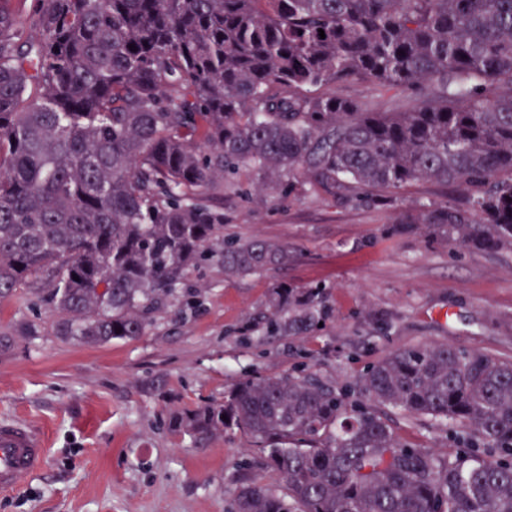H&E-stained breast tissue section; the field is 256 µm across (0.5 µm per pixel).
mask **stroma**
<instances>
[{
  "mask_svg": "<svg viewBox=\"0 0 512 512\" xmlns=\"http://www.w3.org/2000/svg\"><path fill=\"white\" fill-rule=\"evenodd\" d=\"M318 92L366 112L417 103L353 79ZM460 196L432 182L393 204L352 203L311 185L284 200L225 193V235L286 244L293 259L241 278L216 264L190 271L177 301L134 339H64L50 306L23 294L0 304V331L11 337L0 351V422L28 424L48 444L22 488L0 491V512H227L252 449L235 434L198 445L169 419L223 400L246 368L278 376L304 363L339 383L394 350L431 342L512 357V250H460L394 229L415 203ZM277 285L325 288L332 319L293 339L243 338L240 327ZM395 432L442 455L451 450L446 430L430 422L400 415Z\"/></svg>",
  "mask_w": 512,
  "mask_h": 512,
  "instance_id": "obj_1",
  "label": "stroma"
}]
</instances>
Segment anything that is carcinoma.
<instances>
[{"label":"carcinoma","instance_id":"carcinoma-1","mask_svg":"<svg viewBox=\"0 0 512 512\" xmlns=\"http://www.w3.org/2000/svg\"><path fill=\"white\" fill-rule=\"evenodd\" d=\"M9 2L0 300L23 289L51 306L58 336L144 335L203 262L228 277L288 263L286 245L224 239V190L244 178L274 199L454 186L466 206L422 204L399 223L512 248V0H34L27 29ZM348 79L419 105L309 94ZM331 314L322 288L279 285L250 329L293 338ZM395 413L463 427L470 447L408 444ZM170 426L260 450L231 512H512V359L490 352L398 349L339 387L252 370Z\"/></svg>","mask_w":512,"mask_h":512}]
</instances>
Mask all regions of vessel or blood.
I'll return each instance as SVG.
<instances>
[{"instance_id":"1","label":"vessel or blood","mask_w":512,"mask_h":512,"mask_svg":"<svg viewBox=\"0 0 512 512\" xmlns=\"http://www.w3.org/2000/svg\"><path fill=\"white\" fill-rule=\"evenodd\" d=\"M46 443L36 430L19 423H0V487H18L38 470Z\"/></svg>"}]
</instances>
